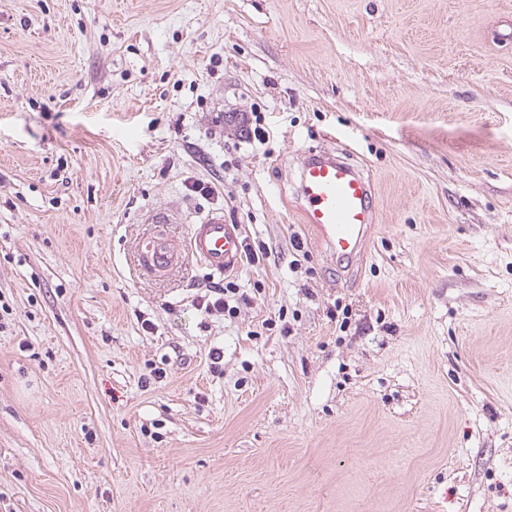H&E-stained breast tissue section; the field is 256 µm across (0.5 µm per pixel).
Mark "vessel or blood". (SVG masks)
Here are the masks:
<instances>
[{
	"label": "vessel or blood",
	"instance_id": "vessel-or-blood-1",
	"mask_svg": "<svg viewBox=\"0 0 512 512\" xmlns=\"http://www.w3.org/2000/svg\"><path fill=\"white\" fill-rule=\"evenodd\" d=\"M299 212L337 265L353 268L363 258L366 241L376 222L374 189L368 175L347 155L320 150L301 156L297 170ZM243 256L240 225L228 224L223 214L211 213L190 225L185 247L156 233L139 247L143 274L163 276L193 258L210 275L239 269Z\"/></svg>",
	"mask_w": 512,
	"mask_h": 512
}]
</instances>
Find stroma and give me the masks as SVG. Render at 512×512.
Listing matches in <instances>:
<instances>
[{
    "label": "stroma",
    "instance_id": "1",
    "mask_svg": "<svg viewBox=\"0 0 512 512\" xmlns=\"http://www.w3.org/2000/svg\"><path fill=\"white\" fill-rule=\"evenodd\" d=\"M511 30L512 0H0V512H512ZM327 148L376 196L342 278L297 214ZM212 212L268 251L231 315L195 260L139 270Z\"/></svg>",
    "mask_w": 512,
    "mask_h": 512
}]
</instances>
